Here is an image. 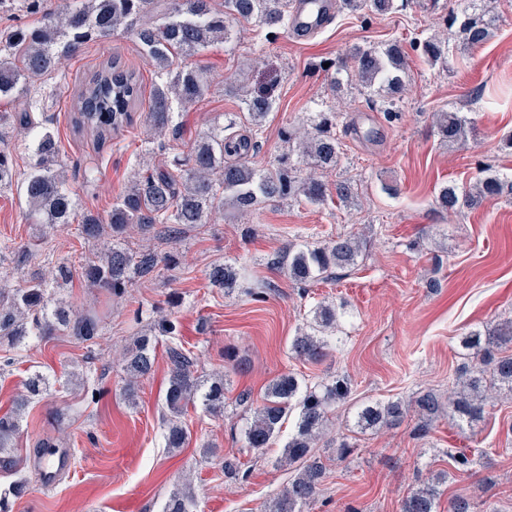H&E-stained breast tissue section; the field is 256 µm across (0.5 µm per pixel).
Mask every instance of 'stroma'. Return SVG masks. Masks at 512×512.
<instances>
[{
	"label": "stroma",
	"mask_w": 512,
	"mask_h": 512,
	"mask_svg": "<svg viewBox=\"0 0 512 512\" xmlns=\"http://www.w3.org/2000/svg\"><path fill=\"white\" fill-rule=\"evenodd\" d=\"M454 2L416 0L403 10L365 19L341 9L306 41L293 39L285 28L271 32L244 23L235 42L215 44L197 56L213 83L202 100L183 108L176 150L239 111L240 89L269 88L275 104L252 158L255 166L269 167L286 152L283 128L332 112L343 157L323 180L331 187L353 178L358 200L325 207L266 202L246 214L228 206L210 224L186 233L178 245L179 268L137 285L125 300L108 301L79 277L61 290L76 307L93 306L104 315L94 364L103 377L90 388L68 379V372L83 366L85 347L63 332L15 350V366L0 375V413L22 394L28 372L41 371L55 383L23 414L16 446L29 491L12 512H162L177 480L190 483L199 512H260L292 477L279 460L295 421L286 419L271 447L254 457L240 442V428L252 412L236 405L235 398L248 390L261 399L269 382L286 371L309 382L336 375L352 384L348 401L334 411L330 436L318 444L327 478L304 512H401L410 492L441 473L447 480L438 512H448L449 499L458 495L469 498L475 512H512V401L495 402L470 427L458 426L443 411L430 421L425 438L415 433L421 422L413 410L416 398L431 391L447 401L458 371L471 361L460 336L512 318V201L491 200L458 214L437 201L440 187L468 189L487 165L512 178V155L500 149L501 137L512 133V0H490L499 26L487 43L469 51L461 50L457 31L445 22ZM431 35L449 42L447 71L429 67L411 47ZM395 40L407 47L409 75L398 113L382 112L356 78L331 86L324 63L359 45ZM115 52L139 69L144 85L155 82L153 67L120 32L88 41L64 59L53 78L31 80L21 95L38 101L57 133L64 178L81 210L102 216L133 180L149 136L138 116L118 146L98 151L89 137L72 129L75 79ZM451 110L466 113L475 127L473 137L453 147L441 143L434 128L436 113ZM94 164L99 178L89 192L81 169ZM26 213L16 188L0 189V241L34 246L25 265L6 261L0 288L20 287L59 260L82 266L96 249L79 224L43 228L28 223ZM344 234L365 239L364 260L337 272L335 279L302 287L268 265L288 242ZM217 262L243 268L252 292L210 288L207 274ZM257 291L263 294L258 301ZM326 298L346 306L335 350L318 364L293 358V337L310 307ZM138 308L143 311L139 322L132 315ZM163 315L176 322L200 372L223 373L227 388L223 418L189 410L184 419L189 442L174 452L164 446L161 421L167 337L159 339L153 373L135 386V403L123 394L125 374L118 359L141 325ZM389 400L410 409L398 427L378 432L354 427L360 404ZM342 437L352 446L344 458L336 448ZM45 440L70 458L48 488L36 475L37 445ZM206 441L219 446L217 457L207 461L200 457ZM453 448L481 450L469 474H454L447 456ZM232 455L249 467L247 478H225L221 459Z\"/></svg>",
	"instance_id": "1"
}]
</instances>
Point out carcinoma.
Segmentation results:
<instances>
[{
  "mask_svg": "<svg viewBox=\"0 0 512 512\" xmlns=\"http://www.w3.org/2000/svg\"><path fill=\"white\" fill-rule=\"evenodd\" d=\"M213 0H171V6L158 12L160 0H61L58 10L47 14L36 26L0 30V97L11 98L31 78L54 74L61 59L77 51L85 42L106 38L118 29L131 34L154 68L160 81L149 93L144 123L158 134L180 133L179 113L173 102L193 104L210 90L212 79L207 70L188 64V60L212 44L231 41L237 31L234 24L254 22L261 28L277 29L289 25L290 0H224V9L212 6ZM356 13L386 15L402 7L406 0H342ZM499 16L469 0L464 11L448 12V25H458L461 46L474 49L484 45L497 27ZM449 44L427 38L421 51L432 67L448 63ZM357 71L363 88L387 91L381 110H398L400 93L408 74L405 51L395 41L378 49L357 46L350 56L339 58L327 71L336 77ZM144 96L143 81L135 69L119 57L110 56L80 81L73 97L71 122L76 130L89 134L101 143L112 140L132 125L134 110ZM246 122L233 118L219 130L198 134L187 152H175L163 143L145 149L159 157L147 164L113 202L105 216L89 213L82 217V234L87 240L105 239V248L81 267L86 286L101 290L112 298L129 293L135 280L148 279L163 270L178 266L177 253L157 248L134 250L126 241V231L134 224L158 245H176L187 231L208 224L212 215L224 211V202L248 212L266 201L304 200L312 205L327 201L325 183L311 173L304 175L292 163L291 155L278 158L267 169L254 167L249 157L259 149L262 121L273 108L267 94L241 95ZM31 101L14 112H0V129L18 127L37 130L35 162L29 174L16 181L17 171L10 152L0 151V188L20 185L27 202V216L34 224H70L76 214L75 201L64 188L63 162L57 137L51 128L36 126ZM437 135L444 142L463 143L472 133L467 118L454 111L441 112L436 120ZM283 137L313 169L335 168L341 164V142L333 122L325 112L315 113L311 125L299 131L284 130ZM512 195V181L495 170H482L476 192H463L454 184L443 186L439 205L450 213L472 208L487 199ZM363 240L354 235L339 236L325 242L288 243L270 261V267L297 284L324 279L336 269L355 265L362 257ZM30 246L0 242V262L11 257L22 262ZM74 267L65 260L53 263L50 278L32 275L23 288L9 293L0 291V341L10 346H27L65 330L77 342L86 345L85 359L94 363L91 347L102 330V317L94 309H76L55 297V290L72 282ZM213 288L232 290L239 286L238 274L229 265L215 264L209 273ZM338 312L324 301L311 310L308 330L294 337L292 356L319 362L332 349L333 339L327 332L338 328ZM159 335L176 332L171 319L155 324ZM157 335V336H159ZM157 336H141L137 345L126 350L123 358L124 394L134 397L138 379L151 374ZM512 345V318L492 328L474 330L461 337V346L469 352L471 364L460 370V387L448 392V415L461 425L482 420L490 401L504 391L512 396V354L503 349ZM169 376L164 396L163 440L172 449L185 447L187 429L183 425L188 407H200L212 417L224 416V380L210 381L198 374L197 357L181 343L166 348ZM26 394L15 407L0 417V463L18 467L14 440L20 430V412L35 398L50 390L49 378L33 372L25 384ZM351 388L345 378L322 379L302 384L292 373L277 376L265 389L261 404L244 430L243 447L261 452L275 441L283 423L296 414L295 430L284 446V459L296 466V475L263 512H302L316 501L325 478V468L314 453L316 442L328 429L336 404L349 397ZM417 412L433 417L442 403L432 392L420 395ZM408 409L399 401L363 404L355 415L362 430L394 426L407 416ZM456 471L467 473L474 464L465 449L448 453ZM444 479L423 484L403 501L402 512H437ZM28 492V480L20 475L0 493V512H11L15 500ZM197 501L176 487L163 512H197Z\"/></svg>",
  "mask_w": 512,
  "mask_h": 512,
  "instance_id": "1",
  "label": "carcinoma"
}]
</instances>
